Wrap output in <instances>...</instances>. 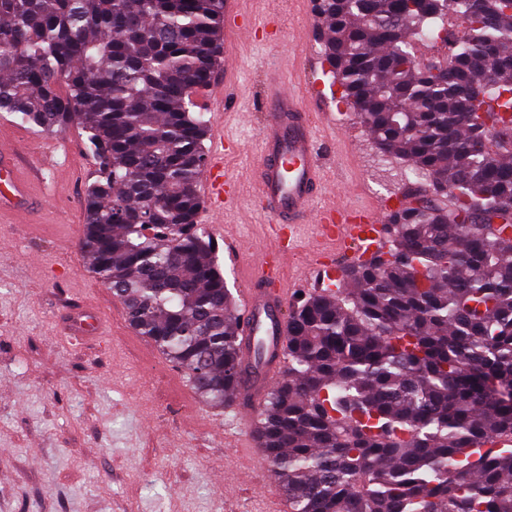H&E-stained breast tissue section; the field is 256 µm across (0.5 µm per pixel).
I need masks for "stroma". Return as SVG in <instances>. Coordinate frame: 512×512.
<instances>
[{
    "label": "stroma",
    "instance_id": "35a3bbf8",
    "mask_svg": "<svg viewBox=\"0 0 512 512\" xmlns=\"http://www.w3.org/2000/svg\"><path fill=\"white\" fill-rule=\"evenodd\" d=\"M257 24L250 39L226 36L238 69L231 98L241 114L229 133L243 148L234 165L240 195L221 217L242 245L234 262L216 256L233 295L242 261L258 258L265 219L252 207L254 166L267 109V78L303 85L312 77L336 120L326 142L330 178L349 180L340 203L402 198V166L379 161L351 107L340 103L317 51L312 0H244ZM278 14L270 46L262 25ZM73 128L44 131L0 112V151L14 152L15 174L36 205L0 208V512H273L264 458L240 451L244 425L233 408H211L189 392L184 371L133 332L123 306L83 260V198L98 164ZM101 317L95 341L66 335L73 305Z\"/></svg>",
    "mask_w": 512,
    "mask_h": 512
}]
</instances>
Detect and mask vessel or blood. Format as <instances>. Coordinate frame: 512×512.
Wrapping results in <instances>:
<instances>
[{
    "mask_svg": "<svg viewBox=\"0 0 512 512\" xmlns=\"http://www.w3.org/2000/svg\"><path fill=\"white\" fill-rule=\"evenodd\" d=\"M253 21L241 0H224V29L247 34ZM269 112L261 128V151L256 164V209L268 224L269 245L258 261L244 268L248 283L241 296L243 317L239 337L243 352L237 417L255 414L268 388L284 373L288 322L283 313L292 290L285 280L286 261L297 270L334 280L340 258L357 259L362 241H377L385 221L383 209L370 206L318 204L328 184L319 154L328 137V115L313 111L299 92L280 81L267 89ZM211 164L199 185L207 211L222 213L237 198L238 177L228 163L239 149L237 140L224 134L223 117L213 121ZM22 192L14 179V165L0 154V202L16 203ZM71 336L97 335L99 315L72 308Z\"/></svg>",
    "mask_w": 512,
    "mask_h": 512,
    "instance_id": "obj_1",
    "label": "vessel or blood"
}]
</instances>
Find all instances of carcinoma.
<instances>
[{"label": "carcinoma", "instance_id": "carcinoma-1", "mask_svg": "<svg viewBox=\"0 0 512 512\" xmlns=\"http://www.w3.org/2000/svg\"><path fill=\"white\" fill-rule=\"evenodd\" d=\"M378 153L426 175L344 285L289 307L257 411L289 512H512V0H316ZM454 43H412L428 18ZM224 0H0V112L87 134L82 249L139 335L230 403L236 305L198 224Z\"/></svg>", "mask_w": 512, "mask_h": 512}]
</instances>
